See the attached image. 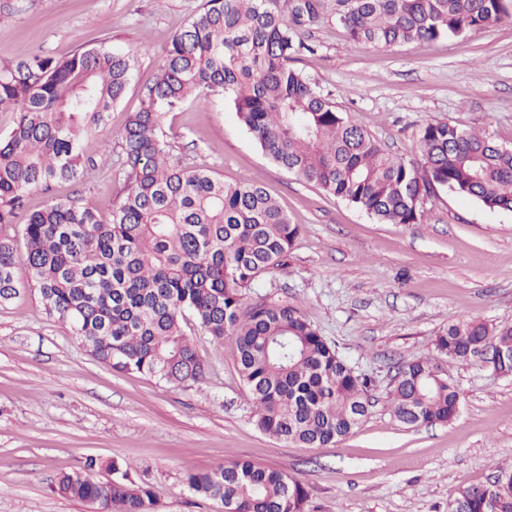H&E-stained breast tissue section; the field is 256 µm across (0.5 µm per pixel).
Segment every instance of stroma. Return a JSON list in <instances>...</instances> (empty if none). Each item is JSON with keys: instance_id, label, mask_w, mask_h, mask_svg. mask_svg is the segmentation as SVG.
<instances>
[{"instance_id": "stroma-1", "label": "stroma", "mask_w": 512, "mask_h": 512, "mask_svg": "<svg viewBox=\"0 0 512 512\" xmlns=\"http://www.w3.org/2000/svg\"><path fill=\"white\" fill-rule=\"evenodd\" d=\"M205 0H0V64L36 53L58 59L107 44L135 69L110 125L139 107L171 36ZM295 61L338 111L390 152L420 161L419 133L446 121L512 148V21L462 38L383 49L352 40L328 7L306 29ZM176 166L263 186L299 227L282 266L247 290L300 308L357 375L371 407L343 440L323 448L280 442L255 425L230 350L194 323L185 330L208 372L172 384L93 359L68 326L24 288L0 305V512H89L52 493L57 474L86 458L118 459L151 488L155 512H224L194 496L184 476L235 461L282 470L309 494L306 512H448L462 488L512 469V375L479 359L450 366L458 415L404 426L390 391L400 364L435 357L434 342L462 316L512 326V212L439 189L418 224H381L269 160L231 103L188 100L163 126ZM101 135L84 138L95 168L53 194L93 201L110 215L123 180ZM50 194V195H53ZM50 195H30V209Z\"/></svg>"}]
</instances>
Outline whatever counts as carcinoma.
I'll return each instance as SVG.
<instances>
[{"instance_id":"carcinoma-1","label":"carcinoma","mask_w":512,"mask_h":512,"mask_svg":"<svg viewBox=\"0 0 512 512\" xmlns=\"http://www.w3.org/2000/svg\"><path fill=\"white\" fill-rule=\"evenodd\" d=\"M349 37L375 48L460 37L512 18V0H336ZM326 0H206L177 31L140 106L112 130L123 195L110 217L88 200L55 198L25 215L24 276L16 271V224L27 195L84 174L83 139L106 129L129 85L134 58L106 45L65 59L34 55L0 67V111L19 113L0 143V303L21 288L70 327L91 356L122 372L195 383L206 365L183 329L192 317L231 357L255 406V424L285 443L312 448L351 434L368 414L367 380L297 307L245 291L279 266L299 229L259 185L229 184L205 168L168 162L162 123L194 98H225L261 150L279 167L386 224H418L425 198L446 188L490 210L512 211V149L446 122L420 132L422 162L389 154L351 116L336 110L290 66L305 48L300 28ZM491 341L503 351L496 372H512V326L460 317L435 350L464 363ZM454 383L430 358L402 365L393 410L417 428L459 411ZM100 468L108 480L89 472ZM198 497L224 512H304L307 491L286 472L237 461L189 472ZM61 497L101 512H152L153 492L116 459L85 461L58 475ZM463 512H512V470L458 492Z\"/></svg>"}]
</instances>
